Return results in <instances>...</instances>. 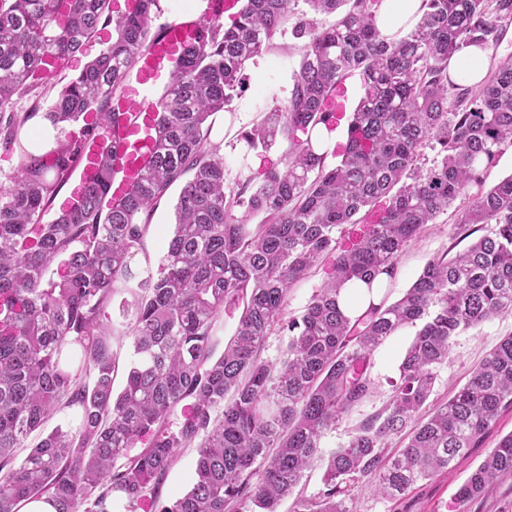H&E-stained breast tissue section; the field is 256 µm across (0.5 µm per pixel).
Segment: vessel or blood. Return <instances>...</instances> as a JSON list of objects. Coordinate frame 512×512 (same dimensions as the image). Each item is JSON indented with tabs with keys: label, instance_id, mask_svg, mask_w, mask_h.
Masks as SVG:
<instances>
[{
	"label": "vessel or blood",
	"instance_id": "b4317fda",
	"mask_svg": "<svg viewBox=\"0 0 512 512\" xmlns=\"http://www.w3.org/2000/svg\"><path fill=\"white\" fill-rule=\"evenodd\" d=\"M200 34L198 17L186 14L181 20L169 24L163 40L138 60L134 68V85L122 104L124 110L133 113L134 119L121 123L112 133L117 147V165L121 170L120 179L112 186L114 194H121L136 181L152 146L153 114L147 104L140 102L141 90L147 89L169 71L182 47L197 40Z\"/></svg>",
	"mask_w": 512,
	"mask_h": 512
}]
</instances>
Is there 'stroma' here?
<instances>
[{
  "label": "stroma",
  "instance_id": "1",
  "mask_svg": "<svg viewBox=\"0 0 512 512\" xmlns=\"http://www.w3.org/2000/svg\"><path fill=\"white\" fill-rule=\"evenodd\" d=\"M300 64V43L290 33L276 36L274 45L250 60L243 72V85L235 93L225 112L213 118L212 141L219 145L224 157V174L229 184L250 182L259 185L264 173L287 149L280 141L263 151L251 148L242 138L271 105L285 103L292 88V79ZM180 193L172 187L156 206L145 239L146 255L157 262L164 243L173 230L174 205ZM457 242L453 214L441 215L437 223L428 225L423 235L398 259V273L391 283L390 299H398L435 256ZM416 334L414 326L400 329L378 347L372 356L370 373L377 384L374 396L358 410L336 424L321 440L323 451L345 444L353 429L380 409L392 393L391 383L398 375L401 359ZM512 335V316H498L456 337L447 363L436 370V379L429 405L444 403L462 385L471 372L506 336ZM512 433V408L504 410L487 431L481 445L471 449L448 473L418 482L404 496L391 500L374 494L370 486L360 485L351 504L353 512H453L459 486L495 448L499 440Z\"/></svg>",
  "mask_w": 512,
  "mask_h": 512
}]
</instances>
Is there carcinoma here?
Here are the masks:
<instances>
[{"label": "carcinoma", "instance_id": "obj_1", "mask_svg": "<svg viewBox=\"0 0 512 512\" xmlns=\"http://www.w3.org/2000/svg\"><path fill=\"white\" fill-rule=\"evenodd\" d=\"M300 1L307 10H296ZM110 2L0 0V150L18 155L16 174L0 182V512L43 496L55 512H112L116 495L127 512L145 500L158 512H278L290 496V512H351L365 478L395 499L450 471L512 408L510 335L447 403L420 415L456 336L512 314V175L485 189L500 146L512 142V61L474 89L453 81L448 61L495 47L512 22V0H423L420 18L399 39L378 29L381 0H242L228 27L199 18L202 38L174 62L153 105L156 150L120 198L112 197L109 134L125 114L115 105L137 59L162 34L152 30L161 8L160 0H130L114 14ZM289 19L301 42L290 96L243 134L253 148L280 139L289 146L257 188H234L210 141L211 120L241 86L245 64ZM108 27L112 41L77 77L49 84ZM354 71L363 94L330 167L312 133L329 127L325 102ZM50 89L56 97L43 117L52 125L94 117L36 154L19 133ZM23 98L32 101L27 112L15 110ZM90 145L100 148L95 173L45 220ZM427 147L436 154L421 164ZM177 183L172 235L157 264H142L152 212ZM468 193L456 225L480 236L430 260L399 299L385 293L353 318L339 310L347 283L370 287L385 275L391 284L399 255ZM383 197L380 222L338 245L336 234ZM237 209L263 222L238 219ZM324 260L329 281L300 317L283 320L292 286ZM114 302L120 321L108 325L102 316ZM240 304L234 336L217 357V318ZM276 322L288 345L269 362L260 352ZM418 323L389 404L322 454L324 433L373 397V352ZM116 336L130 338L133 349L117 394ZM183 403L174 426L170 415ZM61 409L80 414L76 427L53 429L18 459L17 449ZM144 436L145 448L131 455ZM395 437L402 446L390 451ZM181 448L196 452L192 483L161 504L159 489ZM318 464L323 488L294 494ZM508 475L512 434L457 490L455 512H469Z\"/></svg>", "mask_w": 512, "mask_h": 512}]
</instances>
